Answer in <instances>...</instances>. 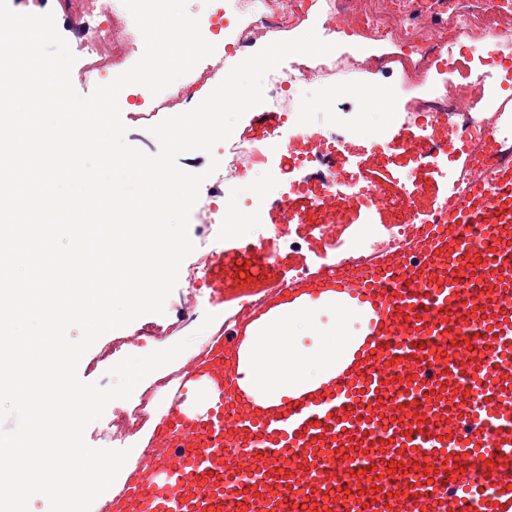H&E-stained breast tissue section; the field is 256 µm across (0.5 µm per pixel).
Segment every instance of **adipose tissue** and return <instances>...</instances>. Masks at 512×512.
Instances as JSON below:
<instances>
[{
  "mask_svg": "<svg viewBox=\"0 0 512 512\" xmlns=\"http://www.w3.org/2000/svg\"><path fill=\"white\" fill-rule=\"evenodd\" d=\"M321 306L334 315L330 327L319 320ZM365 319L364 306L333 292L317 303L302 296L276 304L245 329L242 387L259 402L319 387L342 371L362 346ZM303 336L317 337V345L300 346Z\"/></svg>",
  "mask_w": 512,
  "mask_h": 512,
  "instance_id": "ef3b65f1",
  "label": "adipose tissue"
}]
</instances>
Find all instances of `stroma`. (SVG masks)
Masks as SVG:
<instances>
[{"mask_svg":"<svg viewBox=\"0 0 512 512\" xmlns=\"http://www.w3.org/2000/svg\"><path fill=\"white\" fill-rule=\"evenodd\" d=\"M309 102L306 117L305 135L296 137L291 146L282 147L263 164L260 171L252 173L241 182V193H251L254 186L267 185L269 193H277L278 182L274 177L287 172L295 153L308 151L314 147L316 139L330 122L323 99L316 87L306 88ZM156 96H147L140 101L135 97L120 98L119 106L122 119L127 127L126 142L148 154L157 153L159 144L149 128L164 119L165 114L155 111ZM349 177L361 181L371 175H380L387 197L392 205L374 210L350 201L338 211L321 214L306 209L304 201H296L303 222L287 227L283 214L275 203H267L260 208L256 221L246 224L243 229L235 230L227 224L207 226L200 222L199 210H192L189 222V236L195 245L183 262L191 267L200 254L216 248L224 250V264L219 269L218 281L224 289V301L214 304L201 301L193 310L189 322H182L180 307L186 295L184 284H177L165 303V312L161 315L142 316L131 324L103 335L83 356L78 373L81 379L107 387L114 379L109 374L113 362L124 357L143 356L152 351L172 346L186 336L194 341L178 358L177 363L168 364L143 379L132 396L123 403L124 408L133 409L144 406L146 415L137 425L125 426V437L121 441L112 439V414L103 416L90 424L85 431V439L97 448H142L148 443L159 417L168 409L170 393L182 376V366L196 359L207 337L222 330L233 315L241 297L255 293L278 281L290 279L296 269L302 267L317 268L321 264L334 262L337 241L346 240L356 225L393 224L406 218L407 210L397 205V197L403 194L402 174L414 167L413 154H390L374 142L359 139L348 143V151L340 157ZM321 224L334 225L333 234L321 235L317 227ZM215 314V321L206 329L203 336H196L205 314ZM155 331L154 339L139 344L136 336L141 329Z\"/></svg>","mask_w":512,"mask_h":512,"instance_id":"1","label":"stroma"}]
</instances>
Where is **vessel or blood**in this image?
<instances>
[{
    "instance_id": "vessel-or-blood-1",
    "label": "vessel or blood",
    "mask_w": 512,
    "mask_h": 512,
    "mask_svg": "<svg viewBox=\"0 0 512 512\" xmlns=\"http://www.w3.org/2000/svg\"><path fill=\"white\" fill-rule=\"evenodd\" d=\"M368 308L370 336L321 388L263 406L240 386L238 330L211 336L172 390L112 512H512V168L474 184L416 257L275 283L277 296L327 290ZM476 354L457 358L467 339ZM205 392H198V381ZM459 392L457 406L437 392ZM237 436L234 479L224 431ZM402 463L403 475L390 473ZM461 466L458 492L448 469ZM487 472L491 495L470 470ZM377 479L363 477L366 467ZM438 478H428V470ZM408 492L395 494L399 482ZM359 483L363 498L343 492Z\"/></svg>"
}]
</instances>
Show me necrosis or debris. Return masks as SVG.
<instances>
[{"label":"necrosis or debris","mask_w":512,"mask_h":512,"mask_svg":"<svg viewBox=\"0 0 512 512\" xmlns=\"http://www.w3.org/2000/svg\"><path fill=\"white\" fill-rule=\"evenodd\" d=\"M234 2L233 11L214 9L211 17L201 20L200 29L207 35L216 27L233 29V39L224 44V55L235 62L245 58L246 48L276 33L301 31L314 16L322 20L323 35H354L394 44L397 51L389 57L334 52L270 72L265 78L269 92L262 109L277 114L279 121L263 138H256L246 127L225 141L224 168L218 174L225 183L249 176L263 162L266 151L280 142L283 128L304 131L306 87H320L323 97L340 99L344 96L343 74L369 71L386 78L393 61L407 71L408 81L393 83L388 89L367 86L365 99H383L392 111L384 123L373 127L362 123L358 129L379 140L388 152L417 153L416 166L403 176L408 190L402 204H411L428 174L451 177L461 194L482 180L489 167L512 165V138L503 135L501 125L503 107L512 100V34L503 30L512 23V0H482L478 6L471 0H369L359 8L353 7L352 0ZM16 6L32 13L53 6L66 22L83 21L86 30L78 43L87 54L111 45L109 60L93 62L86 75L103 77L125 69L138 48L139 32L129 29L122 16L107 14L102 0H17ZM501 37L507 40L506 48L499 53L500 63L494 65L477 47ZM433 75L440 78L433 90L414 98L404 111H395L409 81L421 85ZM409 124L421 129L423 138L416 142L405 139L402 129ZM438 127L443 128V135L429 138V131ZM379 184L376 178L363 184L351 182L337 163L335 151L319 145L297 155L279 204L286 213L298 198L316 210L350 200L378 208L387 203ZM258 206V201L230 191L221 197L212 194L202 206V219L207 224H229L240 215L256 212ZM447 214L448 203L442 200L426 220L386 224L379 229L360 227L349 239L343 261L369 265L412 248L425 234L429 220Z\"/></svg>","instance_id":"1"}]
</instances>
